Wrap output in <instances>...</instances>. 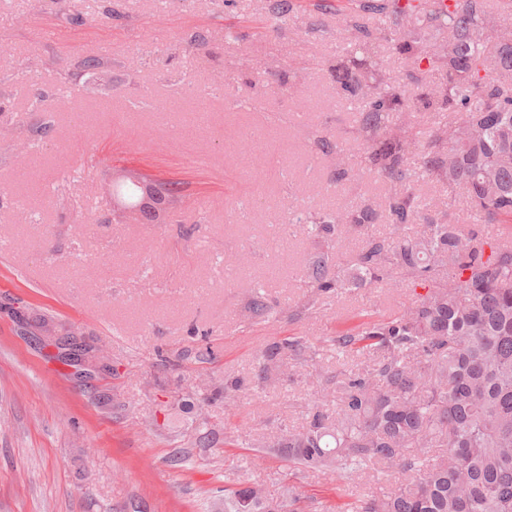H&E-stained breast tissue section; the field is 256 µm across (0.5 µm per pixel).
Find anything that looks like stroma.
Masks as SVG:
<instances>
[{
    "label": "stroma",
    "instance_id": "35a3bbf8",
    "mask_svg": "<svg viewBox=\"0 0 512 512\" xmlns=\"http://www.w3.org/2000/svg\"><path fill=\"white\" fill-rule=\"evenodd\" d=\"M271 5L0 0V512H211L253 483L342 512L386 491L271 446L315 396L335 408L337 376L373 364L338 359L336 332L414 297L385 281L315 294L317 239L303 224L272 235L295 208L379 205L391 185L351 134L363 102L327 69L357 0H292L284 21ZM88 56L105 80L83 70ZM127 173L180 184L167 223L113 217L104 186ZM257 287L266 320L247 311ZM62 336L103 347L108 368L65 360ZM286 338L313 344V361L285 356L278 382L232 409L205 403L226 377L252 382L259 351ZM203 424L213 447L193 444Z\"/></svg>",
    "mask_w": 512,
    "mask_h": 512
}]
</instances>
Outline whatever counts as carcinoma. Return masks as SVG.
<instances>
[{
	"label": "carcinoma",
	"instance_id": "obj_1",
	"mask_svg": "<svg viewBox=\"0 0 512 512\" xmlns=\"http://www.w3.org/2000/svg\"><path fill=\"white\" fill-rule=\"evenodd\" d=\"M358 0L359 11L394 22L407 10L421 11L428 26L446 34L432 51L417 39H394L410 61L406 82L390 81L373 41L355 26V47L328 69L350 96L365 103L354 131L368 149L369 170L392 185L385 201L391 223H424V239L367 235L350 271L330 274V245L340 221L365 231L378 209L364 204L346 216H313L300 209L288 223L311 226L323 247L305 265L317 294L346 293L396 270L398 284L424 289L411 305L381 321H367L331 338L339 358L373 353L369 369L336 380L334 413L322 405L308 422L277 435L274 447L288 460L342 477L368 475L378 466L402 475L387 492L355 501L349 512H512V239L489 240L463 229V221L432 203H422L419 180L460 189L485 224L512 220V44L489 46L483 31L498 26L490 0ZM442 71L428 80L422 61ZM417 110L451 112L455 119L427 133ZM423 139L418 164L406 162L409 145ZM142 189L128 180L112 187V201L138 206ZM490 254H485V251ZM250 317L273 315L260 291L248 303ZM306 340L275 342L258 355L249 387L227 378L212 398L235 402L249 389L270 384L282 356L304 354ZM274 499L258 485L224 493V512H268Z\"/></svg>",
	"mask_w": 512,
	"mask_h": 512
}]
</instances>
